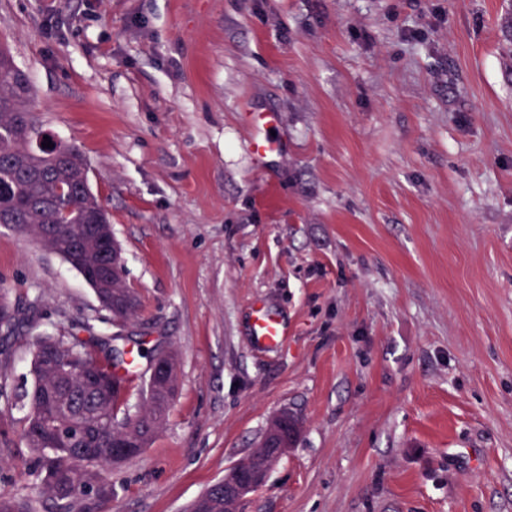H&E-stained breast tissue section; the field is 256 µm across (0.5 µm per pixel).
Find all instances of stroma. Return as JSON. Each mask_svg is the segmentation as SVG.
<instances>
[{
	"instance_id": "stroma-1",
	"label": "stroma",
	"mask_w": 512,
	"mask_h": 512,
	"mask_svg": "<svg viewBox=\"0 0 512 512\" xmlns=\"http://www.w3.org/2000/svg\"><path fill=\"white\" fill-rule=\"evenodd\" d=\"M30 110L77 146L179 390L104 512H184L276 414L295 445L240 512H512V0H0ZM287 152L254 164L246 109ZM0 287L111 315L0 226ZM288 326L260 349L250 307ZM33 336H0L30 387ZM25 410L0 493L33 496Z\"/></svg>"
}]
</instances>
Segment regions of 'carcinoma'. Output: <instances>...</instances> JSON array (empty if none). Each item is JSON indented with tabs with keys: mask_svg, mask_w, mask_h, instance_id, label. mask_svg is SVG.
Masks as SVG:
<instances>
[{
	"mask_svg": "<svg viewBox=\"0 0 512 512\" xmlns=\"http://www.w3.org/2000/svg\"><path fill=\"white\" fill-rule=\"evenodd\" d=\"M33 87L6 47H0V224H17L21 231L51 227L53 250L79 272L97 298L115 300L104 308L112 313L111 325L132 316L138 298L122 275L95 283L90 274L98 252L80 256L68 251L84 235L86 224H108L106 210L89 185V165L75 146L56 143L35 147L41 135L30 112ZM43 319L38 304L26 308L11 302L0 289V334L18 335L23 322L34 327ZM56 333H43L34 343L31 390L11 395L25 399L23 440L43 474L38 501L44 512H100L112 500V483L100 471L112 469V445L153 440L165 421L170 404L160 381L140 377L141 408L131 412L134 383L123 374L129 350L111 343H128L121 333L101 336L88 322L51 323ZM88 366L113 390L102 400L88 389L82 368ZM0 512H37L29 498L0 494ZM191 512H224V489L214 484L191 505Z\"/></svg>",
	"mask_w": 512,
	"mask_h": 512,
	"instance_id": "1",
	"label": "carcinoma"
}]
</instances>
